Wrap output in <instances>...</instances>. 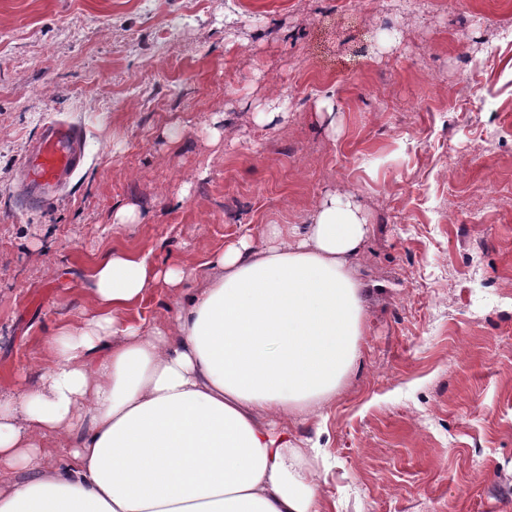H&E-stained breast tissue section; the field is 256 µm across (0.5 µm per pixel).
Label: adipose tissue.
I'll use <instances>...</instances> for the list:
<instances>
[{"label": "adipose tissue", "mask_w": 512, "mask_h": 512, "mask_svg": "<svg viewBox=\"0 0 512 512\" xmlns=\"http://www.w3.org/2000/svg\"><path fill=\"white\" fill-rule=\"evenodd\" d=\"M371 231L354 196L329 194L202 270L101 257L40 381L0 392V512H326L322 450L297 427L362 357ZM156 288L178 290V311L147 326L129 312Z\"/></svg>", "instance_id": "ef3b65f1"}]
</instances>
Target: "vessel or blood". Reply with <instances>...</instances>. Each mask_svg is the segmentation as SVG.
I'll return each instance as SVG.
<instances>
[{
    "label": "vessel or blood",
    "mask_w": 512,
    "mask_h": 512,
    "mask_svg": "<svg viewBox=\"0 0 512 512\" xmlns=\"http://www.w3.org/2000/svg\"><path fill=\"white\" fill-rule=\"evenodd\" d=\"M85 165L82 130L62 121L44 124L22 161L21 193L28 207L44 206L69 186Z\"/></svg>",
    "instance_id": "1"
}]
</instances>
